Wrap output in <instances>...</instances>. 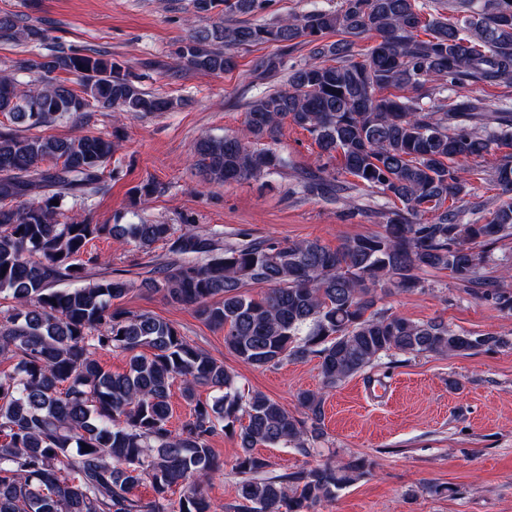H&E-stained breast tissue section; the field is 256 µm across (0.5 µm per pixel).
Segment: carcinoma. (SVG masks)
<instances>
[{
    "label": "carcinoma",
    "instance_id": "obj_1",
    "mask_svg": "<svg viewBox=\"0 0 512 512\" xmlns=\"http://www.w3.org/2000/svg\"><path fill=\"white\" fill-rule=\"evenodd\" d=\"M251 15L264 0H223ZM426 38H419V32ZM336 35L335 41L327 36ZM375 44L353 51L355 39ZM0 38L34 48L47 30L0 15ZM311 60L288 71L287 87L248 105L233 137H204L194 148L206 183L232 184L287 166L274 148L282 122L306 130L321 154H339L345 173L400 206L384 232L354 237L332 250L317 240L242 238L172 224H95L70 213L68 200L104 193V165L115 141L31 133L56 119L81 123L98 105L127 112H165L174 103L139 84L111 56L63 45L25 61L38 84L0 76V512H215L204 489L224 469L210 439L225 430L241 452L231 471L237 512H312L354 482L364 460L326 461L273 475L258 448L291 445L309 455L323 438L326 393L390 353L448 355L507 346L506 336L460 334L442 320L415 322L377 307V291H414L417 272L450 271L484 284L474 250L512 236V201L480 223L483 208L455 205L465 185L459 161L512 149V107L482 96L452 97L471 85L512 83V0H340L334 11L310 10L273 24H214L193 30L176 56L200 73L236 68L232 48L277 45L257 60L276 71L295 41ZM81 78L70 87L59 74ZM493 179L512 193V152ZM308 194L338 193L336 178L311 174ZM148 249L166 246L140 283L121 270L98 273L88 244L114 233ZM163 294L173 306H194L224 330V346L255 368L318 358L322 386L297 394L299 415L262 393H241L235 374L183 336L173 323L135 314L118 301L135 286ZM261 288L252 296L249 289ZM128 356L125 372L100 364V350ZM180 381L191 406L170 428L171 395ZM218 395L201 400L198 387ZM149 482L154 499L133 489ZM183 493L174 501L172 488Z\"/></svg>",
    "mask_w": 512,
    "mask_h": 512
}]
</instances>
